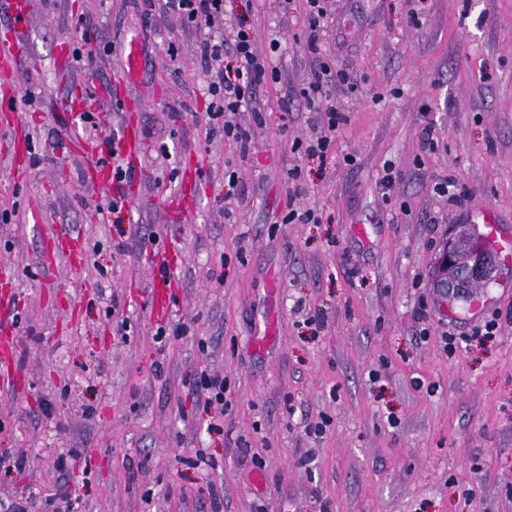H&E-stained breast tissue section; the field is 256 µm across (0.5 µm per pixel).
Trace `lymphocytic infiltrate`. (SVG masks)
<instances>
[{
  "mask_svg": "<svg viewBox=\"0 0 512 512\" xmlns=\"http://www.w3.org/2000/svg\"><path fill=\"white\" fill-rule=\"evenodd\" d=\"M178 14L184 26L202 35L195 50L207 79V92L217 102L211 119L220 121L224 138L239 154H248L254 125L264 117L257 108L259 88L277 82L279 70L274 54L281 47L279 38H272L268 52L258 48L253 26L247 20L227 22L228 0H165ZM308 25L307 47L316 56L310 78L301 84L297 95L315 112L317 122L309 141L294 140V149L321 160L331 153L337 133L347 125L345 109L337 106L333 87L347 84L348 75L336 67V61L320 44V34L327 25L323 0H304ZM251 113L253 122H238L239 113Z\"/></svg>",
  "mask_w": 512,
  "mask_h": 512,
  "instance_id": "obj_1",
  "label": "lymphocytic infiltrate"
}]
</instances>
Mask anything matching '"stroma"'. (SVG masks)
<instances>
[{
    "label": "stroma",
    "mask_w": 512,
    "mask_h": 512,
    "mask_svg": "<svg viewBox=\"0 0 512 512\" xmlns=\"http://www.w3.org/2000/svg\"><path fill=\"white\" fill-rule=\"evenodd\" d=\"M156 2L29 0L25 57L0 69V210L21 217L0 223V322L21 381L0 391V456L26 458L0 475V499L29 498V512L58 493L77 512H512V262L472 289L492 296L475 316L433 277L463 227L512 222V0H327L325 39L355 87L336 92L350 122L324 162L292 150L314 122L295 95L315 65L304 0H235L282 43L244 156L210 129L200 33ZM78 96L103 135L139 137L132 180L91 182ZM388 162L403 178L385 198ZM295 166L322 223L280 221ZM228 170L243 197H225ZM446 175L459 201L434 193ZM118 195L148 251L114 249L102 207ZM357 224L373 225L369 240ZM60 233L95 259L48 261ZM164 262L180 284L154 314ZM495 311L499 335L474 336ZM178 322L191 335L157 344ZM204 370L224 376L222 419L194 392Z\"/></svg>",
    "instance_id": "stroma-1"
}]
</instances>
